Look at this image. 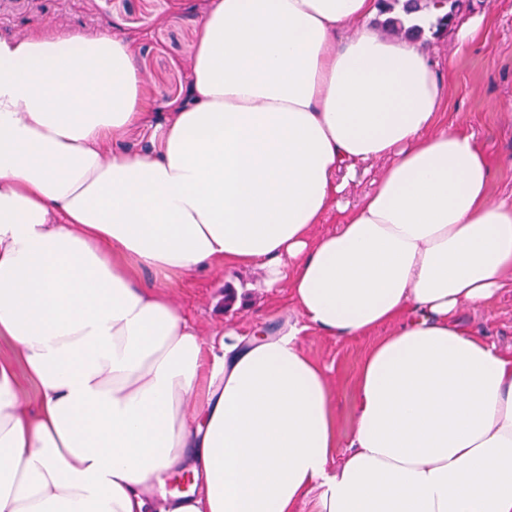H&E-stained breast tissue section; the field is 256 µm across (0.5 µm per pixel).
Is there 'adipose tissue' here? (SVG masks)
Instances as JSON below:
<instances>
[{
  "label": "adipose tissue",
  "instance_id": "ef3b65f1",
  "mask_svg": "<svg viewBox=\"0 0 512 512\" xmlns=\"http://www.w3.org/2000/svg\"><path fill=\"white\" fill-rule=\"evenodd\" d=\"M376 11L208 0L168 102L115 32L0 37V512H512V358L457 321L512 282V199L472 135L436 129L426 47ZM163 108L158 148L107 152ZM379 160L343 207L337 174ZM255 263L288 290L279 335L203 337L168 296ZM385 324L330 467L332 391L300 338ZM182 473L197 497L167 490ZM385 165L383 161H376L361 166L355 179L349 182L344 192L343 202H349L352 206L360 201L372 190Z\"/></svg>",
  "mask_w": 512,
  "mask_h": 512
}]
</instances>
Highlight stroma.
Segmentation results:
<instances>
[{"label": "stroma", "instance_id": "1", "mask_svg": "<svg viewBox=\"0 0 512 512\" xmlns=\"http://www.w3.org/2000/svg\"><path fill=\"white\" fill-rule=\"evenodd\" d=\"M204 0L187 9H173L171 0H0V35L24 32L60 36L73 30L110 28L134 37L140 45L138 64L165 100L185 90L187 62L196 40ZM480 19L466 46L458 30ZM423 41L442 77L437 124L472 133L492 166L491 196H512V0H462L453 24L441 35L425 33ZM164 133L163 114L127 130L111 141V149L139 152L158 146ZM267 273L258 264L231 270L217 268L172 288L175 308L203 333L223 322L239 321L245 331L261 327L274 335L289 313L284 293L266 286ZM461 326L484 332L512 355V285L502 288L489 305L463 308ZM381 326L371 335L337 339L309 333L300 339L303 351L326 370L332 388L341 438H348L356 411L355 382L359 367L375 340L388 335Z\"/></svg>", "mask_w": 512, "mask_h": 512}]
</instances>
